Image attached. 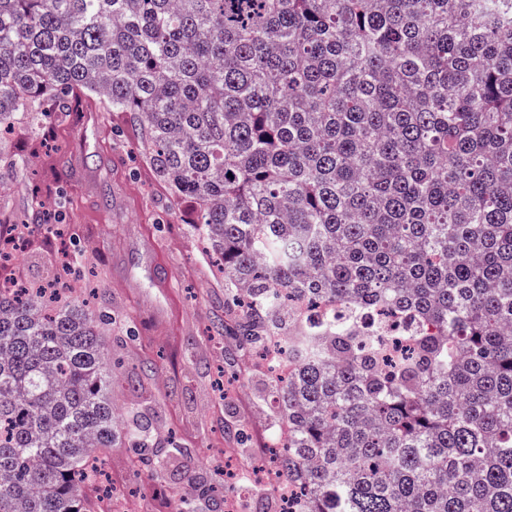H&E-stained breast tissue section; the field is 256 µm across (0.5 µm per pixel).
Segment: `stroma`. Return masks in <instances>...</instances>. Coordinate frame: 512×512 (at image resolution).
Returning a JSON list of instances; mask_svg holds the SVG:
<instances>
[{
    "mask_svg": "<svg viewBox=\"0 0 512 512\" xmlns=\"http://www.w3.org/2000/svg\"><path fill=\"white\" fill-rule=\"evenodd\" d=\"M40 138L27 185L0 194V230L16 228L36 202L75 225L70 250L96 272L101 308L134 320V338L112 344L113 403H139L156 434L190 450L171 458L157 479L146 470L134 475L132 453L112 449L107 478L134 512H177L183 470L223 469L224 451L235 445L232 428L247 437L240 463L267 455L275 430L268 381L238 359L242 392L220 400L232 341L213 336L211 326L225 316L224 281L208 241L178 218L167 184L137 152V126L103 112L97 129L77 120L48 123ZM57 254L55 238L29 233L19 275L41 280ZM145 361L156 372L142 381L134 366Z\"/></svg>",
    "mask_w": 512,
    "mask_h": 512,
    "instance_id": "35a3bbf8",
    "label": "stroma"
}]
</instances>
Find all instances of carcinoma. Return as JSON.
<instances>
[{"label":"carcinoma","instance_id":"obj_1","mask_svg":"<svg viewBox=\"0 0 512 512\" xmlns=\"http://www.w3.org/2000/svg\"><path fill=\"white\" fill-rule=\"evenodd\" d=\"M91 96L220 257L215 335L298 325L268 377L296 512H512V0H0V130ZM74 271L0 288V512H93L100 457L180 451L116 413L131 320ZM336 303L415 327L388 358ZM184 477L179 512L224 497Z\"/></svg>","mask_w":512,"mask_h":512}]
</instances>
